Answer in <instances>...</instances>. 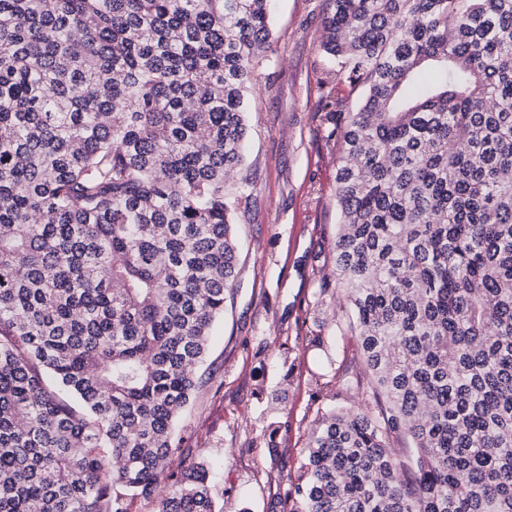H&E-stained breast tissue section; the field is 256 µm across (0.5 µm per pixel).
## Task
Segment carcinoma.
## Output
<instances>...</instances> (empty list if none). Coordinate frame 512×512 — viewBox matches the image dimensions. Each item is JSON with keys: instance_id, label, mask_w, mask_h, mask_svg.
<instances>
[{"instance_id": "obj_1", "label": "carcinoma", "mask_w": 512, "mask_h": 512, "mask_svg": "<svg viewBox=\"0 0 512 512\" xmlns=\"http://www.w3.org/2000/svg\"><path fill=\"white\" fill-rule=\"evenodd\" d=\"M269 12L0 0V512H218L208 461L170 464L233 296ZM323 26L334 292L386 408L318 420L290 512H512V0Z\"/></svg>"}]
</instances>
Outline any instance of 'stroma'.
I'll list each match as a JSON object with an SVG mask.
<instances>
[{
    "label": "stroma",
    "instance_id": "1",
    "mask_svg": "<svg viewBox=\"0 0 512 512\" xmlns=\"http://www.w3.org/2000/svg\"><path fill=\"white\" fill-rule=\"evenodd\" d=\"M329 4L272 0L268 59L246 95L253 194L237 224L240 272L172 461L217 463L211 479L224 512H288V490L331 404L316 383L351 381L340 407H364L371 396L346 308L318 298L334 269L337 222L338 145L319 112L333 65L321 46Z\"/></svg>",
    "mask_w": 512,
    "mask_h": 512
}]
</instances>
